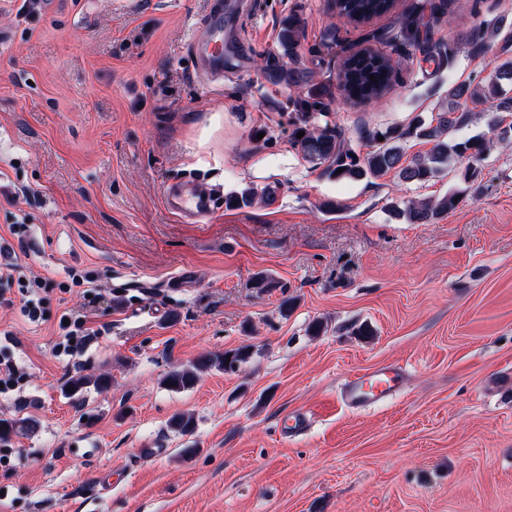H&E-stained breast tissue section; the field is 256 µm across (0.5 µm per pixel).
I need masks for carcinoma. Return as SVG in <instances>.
Wrapping results in <instances>:
<instances>
[{
    "mask_svg": "<svg viewBox=\"0 0 512 512\" xmlns=\"http://www.w3.org/2000/svg\"><path fill=\"white\" fill-rule=\"evenodd\" d=\"M334 6L350 23L363 25L392 12L395 0H334ZM443 8V4L434 3L429 7V19H424L423 11L419 10L403 21L395 34L378 35L376 39L393 47H411L422 54L424 61L437 65L451 60L461 47L471 56H481L495 46L497 63L492 76L475 85L449 87L447 109L437 113L429 122L417 118L405 127L364 130L362 137L372 142V150L363 157L347 144L338 127L328 123L322 126L308 123L313 111L329 113L336 96L331 83L302 90L308 84L307 72L281 64L284 57L294 64L298 62V48L303 39V26L299 19L290 17L283 23L279 33L281 52L268 56L263 70L271 81L297 88V97L292 99L296 121L291 140L307 161L321 168V174L359 181L392 172L403 182L425 183L446 172L456 161L466 159L477 163L485 159L493 140L479 136L462 140L456 137V133L474 121V113L469 108L471 104L487 103L497 111L512 112V96L505 92V86L512 85V23L508 24L501 18L470 27L463 20L458 41L447 46L432 41L431 34ZM397 66L391 55L363 49L342 63L337 77L338 86L348 97L358 101L379 100L390 89ZM372 76L376 81L370 80ZM300 131L305 135L299 139ZM380 136L383 137L381 141L378 140ZM411 139L430 143L432 147L426 153L409 159L405 157L404 144ZM340 168L343 169L341 173L338 172ZM456 205L457 198L447 194L437 199L411 200L397 209L396 215L410 224H429ZM249 356L250 349L245 346L224 353L222 358H206L190 366L176 368L167 375V386L175 391L189 389L198 381L201 372L221 365L232 368L245 362ZM30 429L31 423L24 418L0 419V437Z\"/></svg>",
    "mask_w": 512,
    "mask_h": 512,
    "instance_id": "1",
    "label": "carcinoma"
}]
</instances>
